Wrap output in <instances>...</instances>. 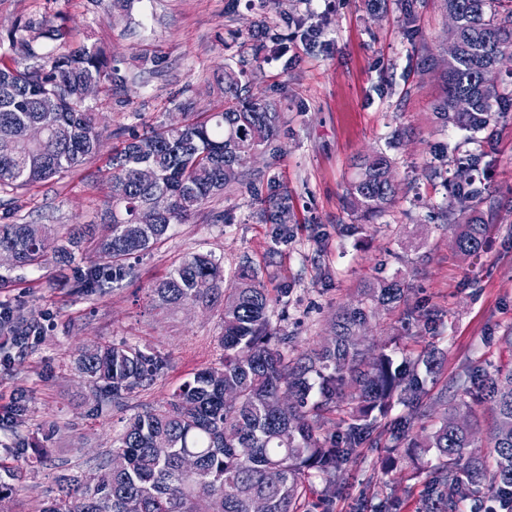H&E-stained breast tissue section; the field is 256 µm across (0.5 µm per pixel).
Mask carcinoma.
<instances>
[{"mask_svg":"<svg viewBox=\"0 0 512 512\" xmlns=\"http://www.w3.org/2000/svg\"><path fill=\"white\" fill-rule=\"evenodd\" d=\"M502 2L445 0L457 20L458 50L446 62V96L436 106L443 125L481 130L512 110V95L496 83L501 61L512 55V3L500 9ZM9 44L0 54V189L6 193L75 172L95 157L100 132L80 89L87 82L112 87L121 81L102 47L75 42L71 29L53 18L15 26ZM245 74L224 70L221 110L200 116L186 103L181 126L150 125L112 149L106 224H0V251L12 252L17 267L49 260L69 266L90 253L110 259L107 274L87 264L74 282L82 293L133 275L127 260L162 243L173 225L186 223L211 196L259 179L248 164L277 137L281 117L251 95ZM45 96L55 101L51 111L41 106ZM460 98L469 100V110L457 109ZM144 162L157 170L152 184L138 180ZM358 169L347 191L350 208L373 218L395 201L393 160L383 152L368 154ZM482 171V156L467 154L456 160L449 181L458 208L448 220L456 248L468 257L483 251L492 216ZM160 195L168 197V208L144 222ZM287 212L288 196L270 198L271 223H282ZM407 290L398 275L365 281L357 300L336 312L331 341L297 352L271 322L275 308L286 304L287 288L271 294L247 260L228 280L212 253L186 255L150 287L153 307L218 312L223 358L196 371L165 404L129 419L112 439L110 456L128 462L112 485L94 476L66 478L38 512H129L131 502L137 512H199L203 498L212 512H254L258 502L264 512H306L313 480L327 492L336 488L343 467L378 430L389 432L390 440L380 461L383 473L405 472L411 480L426 475L418 512H481L484 485L511 507L512 368L485 379L467 370L430 392L426 378L435 382L442 374L436 346L399 351L397 336L367 343L372 319L404 303ZM3 316L0 328L23 346L30 327L10 305ZM74 365L103 407L153 385L165 361L138 346L109 343L80 349ZM482 400L495 416L484 454L477 451L473 426L455 423L461 408ZM397 404L409 413L388 431L382 421ZM339 409L347 415L346 428L323 436L326 416Z\"/></svg>","mask_w":512,"mask_h":512,"instance_id":"carcinoma-1","label":"carcinoma"}]
</instances>
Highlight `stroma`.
<instances>
[{"label": "stroma", "mask_w": 512, "mask_h": 512, "mask_svg": "<svg viewBox=\"0 0 512 512\" xmlns=\"http://www.w3.org/2000/svg\"><path fill=\"white\" fill-rule=\"evenodd\" d=\"M297 25L285 24L284 14ZM66 18L75 40L98 43L126 81L102 90L88 105L103 129L100 155L76 173L15 193L0 192V219L9 223L97 224L107 200L106 160L114 144L146 125L223 108L217 79L246 64L253 94L282 120L276 141L250 166L261 173L251 189L215 196L169 237L135 260V274L86 295L70 283L76 267L13 269L0 265V302H10L42 333L25 349L0 333V478L17 489L7 512H36L54 495L59 475H84L112 448L128 419L163 404L194 372L224 352L217 312L196 307L153 309L149 288L186 254L210 251L225 270L249 260L265 288L288 287L274 325L297 349L323 342L338 307L351 303L364 281L402 271L416 316L381 312L371 338L397 333L442 349L444 374L465 368L492 375L512 365L499 339L512 333V112L485 130L436 122L444 95L448 14L443 0H0V40L18 21ZM265 26L256 29L257 16ZM320 35L301 41L302 28ZM277 39L280 56L264 43ZM383 150L393 159L396 202L372 225L355 230L347 188L358 159ZM482 155L493 203L487 247L460 255L441 214L450 201L444 175L456 157ZM287 195L289 218L266 222L260 200ZM54 287H47V280ZM127 342L166 362L149 388L123 407L97 409L74 370L79 347ZM23 402L20 423L10 416ZM45 463H38V455ZM378 449L363 445L347 465L343 490L329 509L319 494L312 512H353L369 499L374 512H416L400 475L376 466Z\"/></svg>", "instance_id": "35a3bbf8"}]
</instances>
